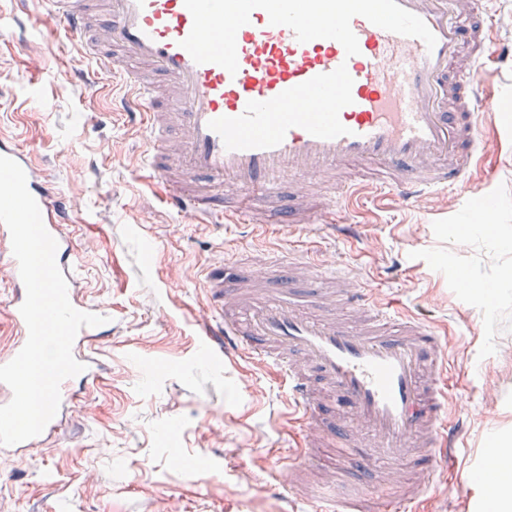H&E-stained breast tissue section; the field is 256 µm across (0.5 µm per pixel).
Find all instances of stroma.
<instances>
[{
    "mask_svg": "<svg viewBox=\"0 0 512 512\" xmlns=\"http://www.w3.org/2000/svg\"><path fill=\"white\" fill-rule=\"evenodd\" d=\"M51 0H0V136L29 152L75 209L80 293L112 310V333L94 342L101 374L82 385L42 445L0 453V512H304L268 484L299 429L285 414L274 373L207 350L203 268L252 247L283 253L320 241L328 260L354 261L380 299L439 324L455 386L450 431L458 469L477 476L491 441L512 440V74L500 73L489 148L473 167L475 197L441 194L426 211L366 202L351 249L309 225L273 233L256 225L190 224L143 181L146 136L114 115L122 84L82 57L79 43L47 29ZM36 20L18 30L17 18ZM24 35L40 51L23 54ZM79 68L82 84L65 76ZM492 207L508 251L491 247L480 208ZM467 271L494 294L463 296ZM422 512H473L467 486L441 478Z\"/></svg>",
    "mask_w": 512,
    "mask_h": 512,
    "instance_id": "obj_1",
    "label": "stroma"
}]
</instances>
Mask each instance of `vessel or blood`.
Masks as SVG:
<instances>
[{
  "label": "vessel or blood",
  "instance_id": "1",
  "mask_svg": "<svg viewBox=\"0 0 512 512\" xmlns=\"http://www.w3.org/2000/svg\"><path fill=\"white\" fill-rule=\"evenodd\" d=\"M49 27L83 41L99 70L125 87L123 114L148 133L145 165L164 203L197 224H317L346 240L336 213L360 191L422 208L434 195L469 196L480 124L496 100L473 82L488 63L512 66L494 46L479 0H52ZM0 156L25 171L74 308L104 316L78 332L86 379L100 370L91 345L111 331L109 308L80 299L77 252L62 226L66 203L27 151L0 139ZM8 316L26 291L8 257ZM217 320L206 336L225 355L276 372L288 418L302 425L297 458L272 479L324 512H417L439 460L453 456L447 410L454 387L446 343L432 324L380 300L361 270L316 251L279 257L255 248L203 273ZM337 444L325 483L308 460ZM419 459L412 477L402 462ZM372 467L402 495L329 499L338 474ZM478 494L511 492L483 455Z\"/></svg>",
  "mask_w": 512,
  "mask_h": 512
}]
</instances>
